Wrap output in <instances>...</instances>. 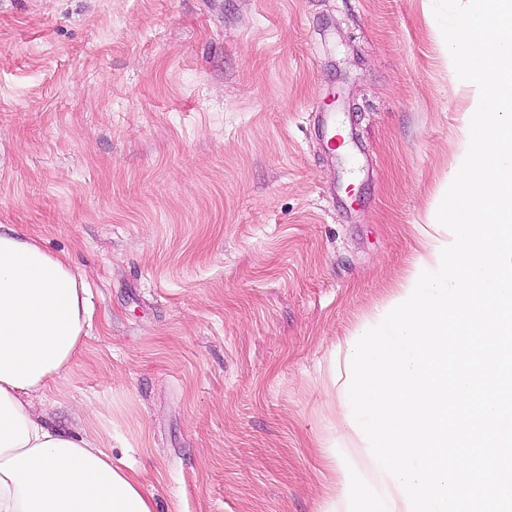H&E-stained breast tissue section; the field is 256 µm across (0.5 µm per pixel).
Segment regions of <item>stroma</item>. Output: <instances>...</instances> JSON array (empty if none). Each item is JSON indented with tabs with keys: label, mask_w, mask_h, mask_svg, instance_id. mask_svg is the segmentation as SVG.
Wrapping results in <instances>:
<instances>
[{
	"label": "stroma",
	"mask_w": 512,
	"mask_h": 512,
	"mask_svg": "<svg viewBox=\"0 0 512 512\" xmlns=\"http://www.w3.org/2000/svg\"><path fill=\"white\" fill-rule=\"evenodd\" d=\"M472 97L434 0H0V225L92 303L39 410L157 512H319L358 441L338 346L415 260Z\"/></svg>",
	"instance_id": "35a3bbf8"
}]
</instances>
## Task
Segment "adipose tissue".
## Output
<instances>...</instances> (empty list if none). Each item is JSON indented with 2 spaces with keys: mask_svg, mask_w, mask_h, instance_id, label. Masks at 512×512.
Masks as SVG:
<instances>
[{
  "mask_svg": "<svg viewBox=\"0 0 512 512\" xmlns=\"http://www.w3.org/2000/svg\"><path fill=\"white\" fill-rule=\"evenodd\" d=\"M89 295L64 256L0 232V512H157L137 471L30 399L80 353Z\"/></svg>",
  "mask_w": 512,
  "mask_h": 512,
  "instance_id": "ef3b65f1",
  "label": "adipose tissue"
}]
</instances>
